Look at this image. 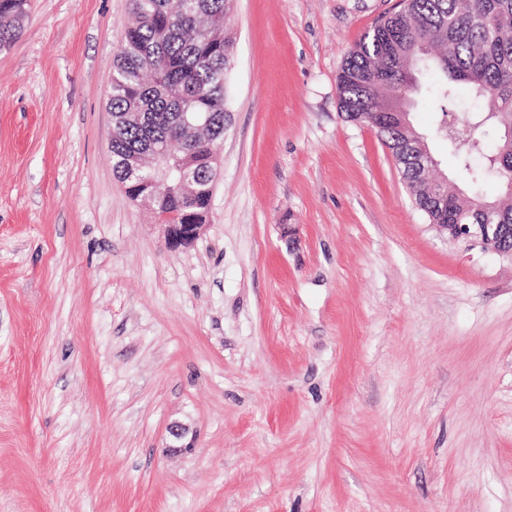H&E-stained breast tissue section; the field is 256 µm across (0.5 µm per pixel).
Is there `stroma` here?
Listing matches in <instances>:
<instances>
[{
	"label": "stroma",
	"instance_id": "1",
	"mask_svg": "<svg viewBox=\"0 0 512 512\" xmlns=\"http://www.w3.org/2000/svg\"><path fill=\"white\" fill-rule=\"evenodd\" d=\"M400 8L234 0L211 209L172 251L109 157L130 0H30L0 52V512H512V261L439 234L339 107ZM408 104L468 186L434 130L491 99Z\"/></svg>",
	"mask_w": 512,
	"mask_h": 512
}]
</instances>
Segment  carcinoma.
Masks as SVG:
<instances>
[{
	"mask_svg": "<svg viewBox=\"0 0 512 512\" xmlns=\"http://www.w3.org/2000/svg\"><path fill=\"white\" fill-rule=\"evenodd\" d=\"M232 0H131L134 22L116 55L108 108L112 114L110 160L119 180L128 172L123 160L157 151L173 167L187 163L201 192L192 201L172 190L159 196V213L177 220L194 208L211 206L209 158L222 139L226 112V75L233 41L223 32ZM27 0H0V51L21 36ZM208 24L213 39L203 42L197 27ZM426 71L428 92L446 104L460 91L479 99L489 95L492 111L470 112L460 124L443 123L448 149L471 180L472 193L448 188V220L453 224H512V207L480 196L477 184L493 172L500 190L512 197V0H403V8L382 18L347 54L337 76L341 111L356 119L367 112H388L416 86L415 71ZM208 116L212 130L193 136L181 115ZM497 127L496 153L486 168L472 169L484 155L478 132ZM399 163L401 177L415 202L429 198V171L408 139L390 126L376 128Z\"/></svg>",
	"mask_w": 512,
	"mask_h": 512,
	"instance_id": "cac0c4a2",
	"label": "carcinoma"
}]
</instances>
